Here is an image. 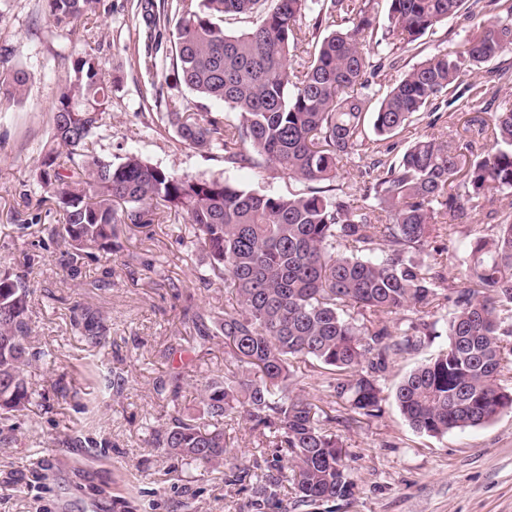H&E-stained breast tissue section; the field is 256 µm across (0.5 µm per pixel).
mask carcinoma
I'll return each instance as SVG.
<instances>
[{"label":"carcinoma","instance_id":"cac0c4a2","mask_svg":"<svg viewBox=\"0 0 512 512\" xmlns=\"http://www.w3.org/2000/svg\"><path fill=\"white\" fill-rule=\"evenodd\" d=\"M49 21L68 28L96 17L101 0H44ZM379 0H137L133 18L145 34L142 65L172 67L175 86L236 111L180 112L165 103L159 120L185 144L221 153L232 168L264 162L288 177L315 184L304 194L266 195L229 179L175 175L136 153L103 159L89 144L112 104V80L97 57L73 53L69 79L54 105L50 145L35 177L63 211L68 264L114 251L119 226L142 228L177 220L178 237L206 252L199 279L229 284L235 305L198 308L192 336L224 337V353L241 368L211 377L197 417L174 415L154 431L153 444L183 460L219 466L229 453L220 425L236 413L250 436L272 449L263 464L230 467L267 505L293 506L350 495L341 441L328 424L336 416L323 398L296 392L300 365L318 368L331 405L366 417L382 411L378 374L398 355L418 349L443 325L447 344L400 382L395 401L409 427L429 436L482 427L512 412V374L501 337L512 336V214L492 208L512 188V104L493 113L477 133L490 149L460 161L461 150L436 137L411 142L379 170L364 194L336 184L340 172L370 145L397 136L411 119L432 115L463 78L485 71L512 52V0H385L384 39L407 50L450 18L482 19L457 49H435L386 93L377 73L398 67L399 55L370 46ZM247 19L225 32L224 17ZM329 33L314 43L299 22ZM169 33L173 58L157 59ZM301 62L292 68V49ZM34 74L0 73V94L23 101ZM473 211L493 221L465 244L466 273L445 274L429 240L451 238ZM31 289L26 275L0 270V413L22 412L33 389L25 366L31 351ZM444 300L448 318L432 321ZM72 326L87 347H104L112 327L99 310L77 305ZM399 314L390 328L379 315ZM288 465H283V462ZM290 475H284V469Z\"/></svg>","mask_w":512,"mask_h":512}]
</instances>
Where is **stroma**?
Returning a JSON list of instances; mask_svg holds the SVG:
<instances>
[{
  "label": "stroma",
  "instance_id": "stroma-1",
  "mask_svg": "<svg viewBox=\"0 0 512 512\" xmlns=\"http://www.w3.org/2000/svg\"><path fill=\"white\" fill-rule=\"evenodd\" d=\"M138 37L131 0H103L95 21L59 29L44 0H0V70L16 66L35 75L21 103H0V269L24 271L32 289L33 346L27 374L35 389L24 412L0 420V512H272L257 508L249 483L230 481L213 468L167 455L151 444L154 430L174 412L196 414L201 385L225 371L223 337L190 336L189 304L231 305L230 287L198 281L203 253L176 243L172 222L124 231L123 248L87 259L76 274L63 264L62 212L34 181L49 141L53 105L69 74L71 52L95 54L103 73L119 77L112 108L93 138L97 155L112 159L133 150L169 172L204 179L229 178L264 194L302 193L305 183L260 166L231 168L159 128L152 84L161 74L135 62ZM454 104L414 120L398 137L378 142L342 183L364 186L376 160H392L416 137H468L477 153L489 141L465 131L466 120H488L512 103V83L497 97L458 88ZM471 214L453 239L437 240L449 277L464 271L460 245L485 230ZM179 281L180 290L168 288ZM81 304L103 312L112 336L87 348L71 325ZM433 336L413 354L394 359L380 378L385 400L377 417L336 424L353 481L341 501L299 512H512V413L479 428L441 437L414 432L393 400L396 386L417 364L442 349ZM178 381V399L158 392Z\"/></svg>",
  "mask_w": 512,
  "mask_h": 512
}]
</instances>
